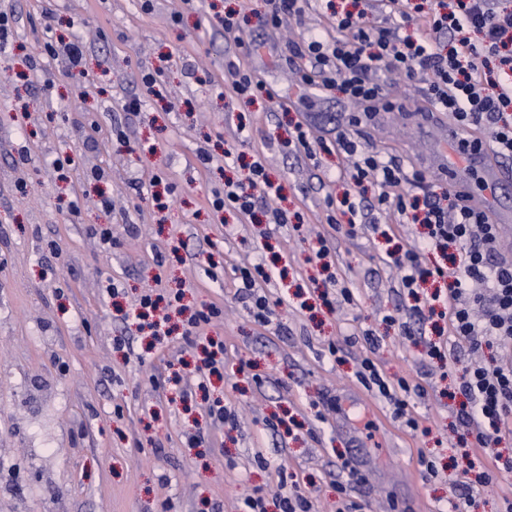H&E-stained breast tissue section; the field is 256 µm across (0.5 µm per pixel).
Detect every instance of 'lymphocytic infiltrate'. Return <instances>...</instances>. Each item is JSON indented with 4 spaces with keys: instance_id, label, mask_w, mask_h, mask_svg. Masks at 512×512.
Instances as JSON below:
<instances>
[{
    "instance_id": "1",
    "label": "lymphocytic infiltrate",
    "mask_w": 512,
    "mask_h": 512,
    "mask_svg": "<svg viewBox=\"0 0 512 512\" xmlns=\"http://www.w3.org/2000/svg\"><path fill=\"white\" fill-rule=\"evenodd\" d=\"M373 7L383 17L381 24H367L365 10H348L337 15L335 33L319 31L289 43L285 63L299 74L301 85L339 90L368 117L394 107L383 92L382 76L397 73L421 81L428 111L448 113L457 129L475 132L477 147L511 159L512 0H437L422 17L413 15L409 0H374ZM413 25L423 29V36L410 34ZM287 145L311 159L333 147L350 160L351 186L336 201L337 208L346 209L349 226L376 225L382 213L398 224L424 226L420 241L389 251L387 262L404 288L431 279L445 282L440 315L448 321V341L465 345L476 357L457 382V444L479 449L498 445L512 426V257L501 252L498 225L485 211L467 206L459 192H423V171L374 151L349 129H337L333 142H316L299 123ZM371 184L378 193L370 198L366 192ZM281 191L257 158L247 182L225 180L213 205L251 220L256 203L275 201ZM431 250L446 254L447 265L425 264L422 256ZM272 273L261 260L239 271L237 299L262 326L270 323L273 311L258 290ZM221 313L217 304L202 306L183 326L185 341L207 343L196 369L202 379L224 365L223 341L203 337ZM356 376L366 389L392 399L395 418L417 428L404 398L411 390L406 379L388 378L370 358L362 361Z\"/></svg>"
}]
</instances>
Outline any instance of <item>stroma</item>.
I'll return each mask as SVG.
<instances>
[{
    "instance_id": "stroma-1",
    "label": "stroma",
    "mask_w": 512,
    "mask_h": 512,
    "mask_svg": "<svg viewBox=\"0 0 512 512\" xmlns=\"http://www.w3.org/2000/svg\"><path fill=\"white\" fill-rule=\"evenodd\" d=\"M350 2L310 0L301 22L275 31L264 23L266 0H0V13L17 18L0 51V512H159L165 500L170 512H241L258 489L278 512L284 474L315 512H336L345 460L361 475L349 494L367 512H451V466H490L486 454L467 460L456 445L455 372L381 322L411 306L385 251L412 244L418 226L392 225L385 239L327 224L326 198L343 190V157L312 161L284 144L290 121L330 141L354 115L344 94H312L282 61L289 40L332 29L334 10ZM229 10L247 17L255 52L225 39L219 19ZM51 34L83 44L96 78L84 93L63 77V59L42 55ZM30 55L42 69L29 81ZM232 63L256 71L279 103L233 98ZM157 70L159 98L139 114L125 111L143 92L142 75ZM385 91L397 108L362 122V136L444 188L437 168L447 113L425 115L420 83L396 78ZM202 149L212 157L206 167ZM228 149L264 158L291 223L243 224L210 209L229 174ZM156 174L174 187L162 211L137 190ZM104 224L118 241L108 250L97 235ZM321 237L333 244L326 272L315 257ZM260 258L284 271L263 288L274 305L265 327L235 297L237 268ZM111 280L125 290L119 299L104 291ZM341 285L355 303L325 307L321 291ZM176 289L185 304L223 308L207 333L224 339V378L204 391L180 315L151 367L136 360L151 338L129 309L145 292ZM368 327L383 338L373 353L358 337ZM331 341L343 364L329 358ZM369 356L389 377L425 387L410 399L418 429L358 382ZM243 362L262 385L240 373ZM172 374L180 391L153 387L152 378ZM217 399L234 410L235 428L210 425L206 408ZM275 418L304 427L274 431ZM197 432L205 440L194 446ZM424 457L436 459L437 476L425 475Z\"/></svg>"
}]
</instances>
